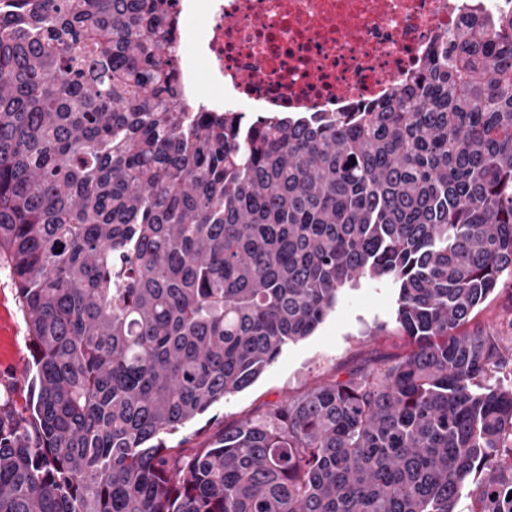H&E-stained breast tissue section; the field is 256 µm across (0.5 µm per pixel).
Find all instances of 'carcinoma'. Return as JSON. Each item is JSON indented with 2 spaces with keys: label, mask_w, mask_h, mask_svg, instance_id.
Masks as SVG:
<instances>
[{
  "label": "carcinoma",
  "mask_w": 512,
  "mask_h": 512,
  "mask_svg": "<svg viewBox=\"0 0 512 512\" xmlns=\"http://www.w3.org/2000/svg\"><path fill=\"white\" fill-rule=\"evenodd\" d=\"M178 30L176 0H0V260L32 354L0 512H512V388L469 329L512 274V12L355 112L256 119L191 111ZM363 278L397 285L409 350L167 445Z\"/></svg>",
  "instance_id": "cac0c4a2"
}]
</instances>
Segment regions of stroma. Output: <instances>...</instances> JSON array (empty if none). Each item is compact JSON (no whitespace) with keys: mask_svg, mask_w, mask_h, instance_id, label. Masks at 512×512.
<instances>
[{"mask_svg":"<svg viewBox=\"0 0 512 512\" xmlns=\"http://www.w3.org/2000/svg\"><path fill=\"white\" fill-rule=\"evenodd\" d=\"M397 298L398 289L389 280L363 279L356 287L343 290L335 309L311 336L286 344L253 384L226 396L169 435V443L194 432L213 433L246 416L260 417L272 405L300 398L332 376L346 377L406 351L405 339L396 334ZM473 323L500 336L505 361L493 377L512 384V277L502 276ZM31 361L17 291L7 264L0 261V393L10 392L19 408L29 397L26 373Z\"/></svg>","mask_w":512,"mask_h":512,"instance_id":"1","label":"stroma"}]
</instances>
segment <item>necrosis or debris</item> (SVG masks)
Segmentation results:
<instances>
[{"mask_svg": "<svg viewBox=\"0 0 512 512\" xmlns=\"http://www.w3.org/2000/svg\"><path fill=\"white\" fill-rule=\"evenodd\" d=\"M512 0H177L205 14L182 45L184 79L215 87L206 110L347 112L384 98L463 15Z\"/></svg>", "mask_w": 512, "mask_h": 512, "instance_id": "4bbe7bcc", "label": "necrosis or debris"}]
</instances>
